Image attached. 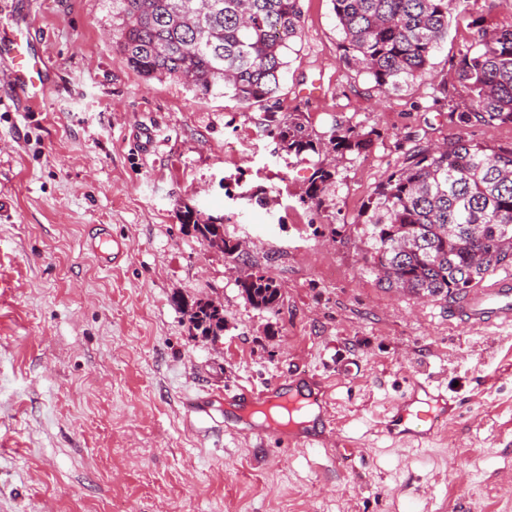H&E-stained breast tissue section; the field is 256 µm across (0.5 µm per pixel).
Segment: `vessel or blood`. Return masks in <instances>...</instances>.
Instances as JSON below:
<instances>
[{"label":"vessel or blood","mask_w":512,"mask_h":512,"mask_svg":"<svg viewBox=\"0 0 512 512\" xmlns=\"http://www.w3.org/2000/svg\"><path fill=\"white\" fill-rule=\"evenodd\" d=\"M25 33L15 15L0 20V62L8 68L9 82L27 108L37 107L51 84L48 69L32 58L24 43ZM453 313L469 324L489 328L512 322V277L489 280L456 299ZM225 401L234 405L225 418L234 429L245 435L265 436V429L252 420L254 410L268 408L282 411L291 407L300 409L315 406L321 412L320 430L310 429L300 422L284 432L286 446H311L320 442L322 431L332 430L334 420L330 412L332 398L324 381H317L309 390L294 388L288 381L277 379L263 388L240 386L225 392ZM460 402L448 396L431 379L413 381L412 391L398 402L384 428L387 433H402L419 439H429L447 418L456 416Z\"/></svg>","instance_id":"obj_1"}]
</instances>
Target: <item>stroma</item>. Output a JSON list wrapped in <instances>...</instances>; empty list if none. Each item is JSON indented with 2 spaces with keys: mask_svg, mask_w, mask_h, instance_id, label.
I'll list each match as a JSON object with an SVG mask.
<instances>
[{
  "mask_svg": "<svg viewBox=\"0 0 512 512\" xmlns=\"http://www.w3.org/2000/svg\"><path fill=\"white\" fill-rule=\"evenodd\" d=\"M302 8L280 115L373 136L319 207L301 197L327 155L297 161L261 111L145 80L112 0H23L55 83L27 111L0 80V512H512V326L380 288L356 229L415 144L511 148L512 125L460 126L429 81L380 96L343 60L331 0ZM510 22L498 0H460L434 72L454 78L478 27ZM260 188L275 204L247 198ZM185 202L225 216L242 262L182 228ZM245 264L279 284L275 309L241 295ZM180 298L221 303L223 335H189ZM291 374L332 389L325 443H262L182 405ZM426 377L462 412L420 445L377 434Z\"/></svg>",
  "mask_w": 512,
  "mask_h": 512,
  "instance_id": "obj_1",
  "label": "stroma"
}]
</instances>
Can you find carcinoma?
<instances>
[{
    "label": "carcinoma",
    "mask_w": 512,
    "mask_h": 512,
    "mask_svg": "<svg viewBox=\"0 0 512 512\" xmlns=\"http://www.w3.org/2000/svg\"><path fill=\"white\" fill-rule=\"evenodd\" d=\"M346 63L367 74L378 91H398L431 73L448 37L457 0H332ZM119 17L117 48L142 77L176 78L197 96L218 94L244 109L267 113L281 148L297 161L312 153L365 151L371 139L335 125L312 134L304 116L276 119L280 74L301 32V0H112ZM456 83L467 105L461 124H512V24L479 30L462 54ZM336 169L317 164L302 202L319 206ZM180 224L205 243L217 228L189 204ZM365 261L378 284L415 296L458 297L500 269L512 267V148L495 149L459 136L442 147L418 145L361 213ZM241 294L272 309L281 292L271 276L247 269ZM188 330L216 338L224 311L209 299L191 303Z\"/></svg>",
    "instance_id": "obj_1"
}]
</instances>
